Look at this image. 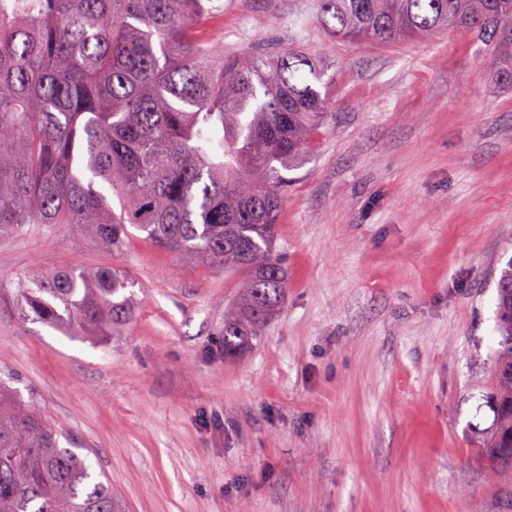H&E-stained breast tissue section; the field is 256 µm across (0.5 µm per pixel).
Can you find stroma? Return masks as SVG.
I'll use <instances>...</instances> for the list:
<instances>
[{"mask_svg": "<svg viewBox=\"0 0 512 512\" xmlns=\"http://www.w3.org/2000/svg\"><path fill=\"white\" fill-rule=\"evenodd\" d=\"M225 50L291 46L333 105L292 171L281 310L224 356L235 274L133 232L107 253L46 224L0 236V380L89 449L126 512H512L478 410L512 259V85L474 35L354 43L317 0H221ZM126 271L136 316L105 344L21 323L19 280Z\"/></svg>", "mask_w": 512, "mask_h": 512, "instance_id": "1", "label": "stroma"}]
</instances>
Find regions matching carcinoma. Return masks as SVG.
I'll return each instance as SVG.
<instances>
[{"label": "carcinoma", "instance_id": "carcinoma-1", "mask_svg": "<svg viewBox=\"0 0 512 512\" xmlns=\"http://www.w3.org/2000/svg\"><path fill=\"white\" fill-rule=\"evenodd\" d=\"M357 40L460 29L512 81V0H320ZM214 0H0V235L54 224L109 251L129 228L241 276L224 306V355L282 307L276 253L288 173L308 160L331 105L312 61L281 47L224 53ZM120 212L112 209V198ZM134 281L74 265L17 284L21 315L103 344L132 319ZM501 337L485 452L512 473V258L497 284ZM0 382V512H125L82 448Z\"/></svg>", "mask_w": 512, "mask_h": 512}]
</instances>
